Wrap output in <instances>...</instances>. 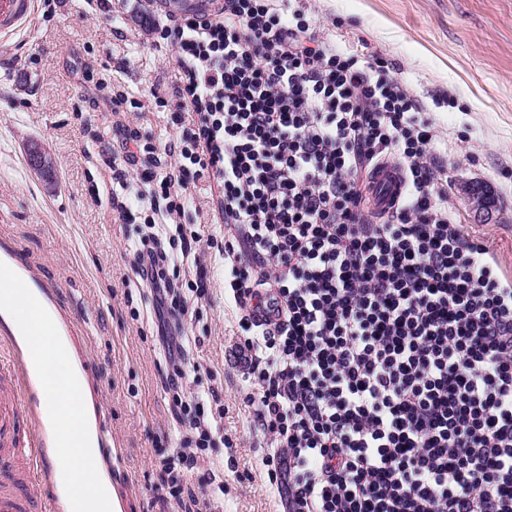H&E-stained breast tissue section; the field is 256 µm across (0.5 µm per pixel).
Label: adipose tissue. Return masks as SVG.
Here are the masks:
<instances>
[{"instance_id":"adipose-tissue-1","label":"adipose tissue","mask_w":512,"mask_h":512,"mask_svg":"<svg viewBox=\"0 0 512 512\" xmlns=\"http://www.w3.org/2000/svg\"><path fill=\"white\" fill-rule=\"evenodd\" d=\"M0 320L10 328L17 340H24L33 328V316L29 306L20 305L14 298L12 273L0 271ZM67 338H60L57 347L33 354L36 370L45 379L73 381L81 384L85 376L77 359L59 357V350H71ZM34 392L40 410L46 411L51 425L66 423L73 413H80L84 432L79 452L90 460L87 468L78 467L68 449L51 445L48 453L52 461L53 485L56 493L68 500L67 512H122L121 504L112 488V478L103 468L95 466L100 455L95 410L89 392H82L73 400L50 392L43 383L35 384Z\"/></svg>"}]
</instances>
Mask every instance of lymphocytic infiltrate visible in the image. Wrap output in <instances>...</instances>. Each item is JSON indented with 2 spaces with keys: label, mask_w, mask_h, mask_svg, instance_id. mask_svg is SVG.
<instances>
[{
  "label": "lymphocytic infiltrate",
  "mask_w": 512,
  "mask_h": 512,
  "mask_svg": "<svg viewBox=\"0 0 512 512\" xmlns=\"http://www.w3.org/2000/svg\"><path fill=\"white\" fill-rule=\"evenodd\" d=\"M155 34L191 120L164 143L113 120L112 193L153 213L131 269L196 447L211 432L180 395L190 351L169 323L188 307L169 269L200 241L181 226L205 179L236 230L220 253L244 401L276 442L263 465L285 512H512V278L458 224L434 121L392 62L336 44L298 0H224ZM390 160L406 190L376 216L366 193Z\"/></svg>",
  "instance_id": "lymphocytic-infiltrate-1"
}]
</instances>
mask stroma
Returning <instances> with one entry per match:
<instances>
[{
	"instance_id": "stroma-1",
	"label": "stroma",
	"mask_w": 512,
	"mask_h": 512,
	"mask_svg": "<svg viewBox=\"0 0 512 512\" xmlns=\"http://www.w3.org/2000/svg\"><path fill=\"white\" fill-rule=\"evenodd\" d=\"M324 33L339 45L394 63L393 74L422 102L438 131L431 152L448 168V203L466 231L492 241L512 276V0H304ZM202 0H37L29 24L0 43V251L19 257L36 284H50L71 316L69 339L96 410L97 430L111 438L98 460L112 477L122 512H195L214 500L219 512H283L262 459L273 446L243 401L247 386L237 360L243 330L224 297L217 250L229 233L213 223L217 189L198 182L188 205L201 238L196 262L178 274L209 279L205 297L187 292L188 341L195 367L183 391L201 396L217 421L209 448L174 506L161 489V459L184 446L185 428L172 412L167 368L150 307L129 266L127 246L146 212L113 211L110 113L104 101L121 93L141 101L128 109L131 128L166 141L178 130L168 97L171 52L156 46L152 21L202 8ZM94 60L99 86L68 72L76 58ZM53 162L49 173L27 164L30 144ZM490 188L498 221L483 224L463 192Z\"/></svg>"
}]
</instances>
